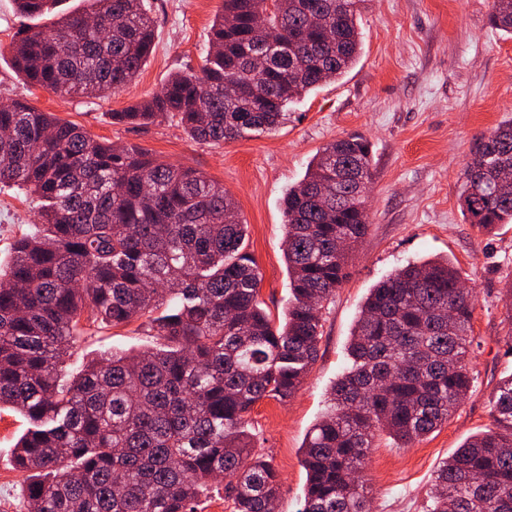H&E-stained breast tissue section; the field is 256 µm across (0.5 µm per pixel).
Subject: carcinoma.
I'll return each instance as SVG.
<instances>
[{
	"instance_id": "carcinoma-1",
	"label": "carcinoma",
	"mask_w": 512,
	"mask_h": 512,
	"mask_svg": "<svg viewBox=\"0 0 512 512\" xmlns=\"http://www.w3.org/2000/svg\"><path fill=\"white\" fill-rule=\"evenodd\" d=\"M15 2L38 16L60 0ZM87 2L50 29L21 32L14 61L30 85L104 98L139 73L156 28L144 0ZM357 2L224 0L200 70L112 119L177 116L191 139L214 144L275 130L289 103L356 62ZM86 16L103 27L81 24ZM489 21L512 35V0H492ZM371 163L365 138H338L288 188L293 300L276 320L223 185L23 100L0 104V184L32 193L46 226L0 267V409L30 423L14 452L16 468L35 473L25 512H197L220 478L234 512H273L281 480L246 415L266 397L294 396L318 357L322 310L369 231ZM459 201L481 231L512 223V117L476 140ZM475 304L446 258L409 263L370 289L352 366L303 446L300 512H369L377 437L411 448L448 422L473 387ZM142 318L154 346L65 372L87 327ZM489 404L493 427L441 463L428 512H512V377Z\"/></svg>"
}]
</instances>
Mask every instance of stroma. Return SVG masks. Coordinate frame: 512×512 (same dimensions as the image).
Instances as JSON below:
<instances>
[{
    "instance_id": "stroma-1",
    "label": "stroma",
    "mask_w": 512,
    "mask_h": 512,
    "mask_svg": "<svg viewBox=\"0 0 512 512\" xmlns=\"http://www.w3.org/2000/svg\"><path fill=\"white\" fill-rule=\"evenodd\" d=\"M156 21L154 50L135 79L107 98L60 96L28 86L12 45L28 26L14 0H0V102L26 99L79 125L91 137L142 147L160 161L189 166L224 185L247 225L246 243L262 273L260 297L272 315L290 298L283 257V198L329 142L351 133L372 146L370 228L348 261V277L323 311L319 357L287 402L259 401L250 414L259 446L282 481L278 512H298L307 487L302 447L324 413L330 387L348 366L346 345L370 288L398 268L447 257L476 297L470 368L473 389L448 424L411 448L380 435L369 452L372 512H426L439 463L492 424L488 400L512 376V333L501 298L512 285V224L479 232L459 208L463 169L480 134L512 117V37L489 22V0H359L363 52L344 77L288 106L273 132L207 144L177 119L113 123L112 114L160 91L175 72L199 68L222 0H145ZM38 227L37 208L15 187L0 186V262L14 241ZM153 342L140 322L101 327L72 351L68 373L113 351ZM29 426L0 411V512H23L27 480L12 452Z\"/></svg>"
}]
</instances>
